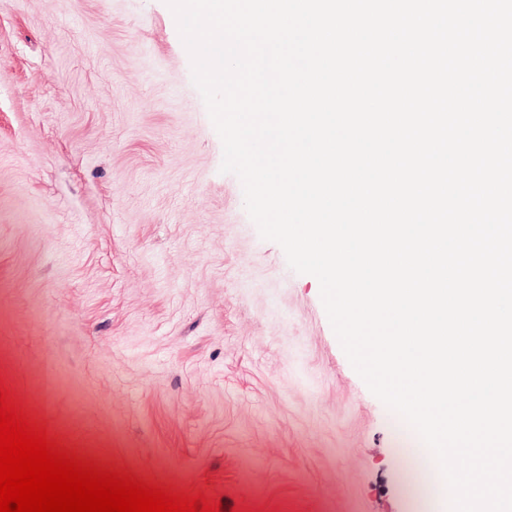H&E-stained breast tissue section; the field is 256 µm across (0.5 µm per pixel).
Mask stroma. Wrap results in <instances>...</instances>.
<instances>
[{
  "instance_id": "35a3bbf8",
  "label": "stroma",
  "mask_w": 512,
  "mask_h": 512,
  "mask_svg": "<svg viewBox=\"0 0 512 512\" xmlns=\"http://www.w3.org/2000/svg\"><path fill=\"white\" fill-rule=\"evenodd\" d=\"M222 160L165 0H0V380L227 508L440 512Z\"/></svg>"
}]
</instances>
